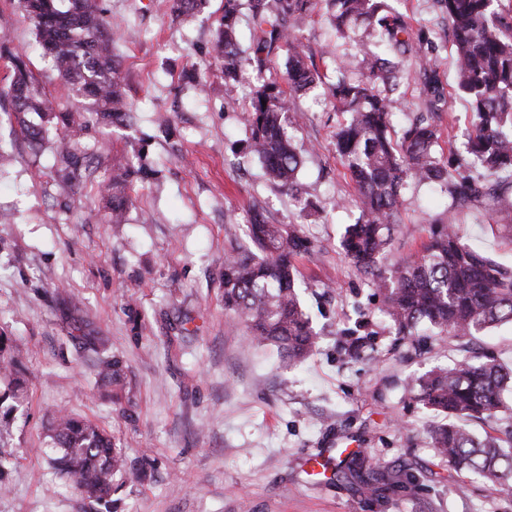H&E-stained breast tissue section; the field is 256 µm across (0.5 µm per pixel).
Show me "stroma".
Instances as JSON below:
<instances>
[{
    "label": "stroma",
    "mask_w": 512,
    "mask_h": 512,
    "mask_svg": "<svg viewBox=\"0 0 512 512\" xmlns=\"http://www.w3.org/2000/svg\"><path fill=\"white\" fill-rule=\"evenodd\" d=\"M120 25V77L135 107L132 128L100 127L83 139L99 161L97 176L145 154L154 170L137 183L123 224L109 223L98 196L52 181V144L32 154L25 142L0 174V331L20 350L27 398L1 439L15 457L0 512H96L73 480L45 452L55 411L87 418L111 434L147 478L113 493V512H512V499L460 478L435 456L429 429L437 420L413 397L410 381L471 351L512 366V326L471 340L399 339L380 309L375 288L345 258L341 237L359 215L353 184L336 154L342 120L326 93L297 98V135L313 152L301 173L306 195L323 214H301L271 188L249 156L244 107L257 86L251 68L236 82L189 73L208 64L207 49L224 14L210 0L194 16L172 20V0H103ZM412 27L442 43L448 27L434 0H401ZM331 4L318 0L297 38L319 68L334 75L328 47L347 53L349 40L329 24ZM26 47L46 91L64 92L17 0H0V35ZM449 89L437 153L462 142L475 117L454 96L449 53L436 61ZM171 114L159 131L157 113ZM447 197L408 183L384 258L418 253L429 227L455 218L464 239L499 265L512 267V233L477 208L449 215ZM275 224H295L313 243L296 260L303 307L319 334L312 353L285 366L277 348L255 342L224 309L220 273L232 244L226 229L254 208ZM81 297L78 319L103 336L119 358L127 387L101 386L93 353L59 320L53 299ZM358 458L404 479V487L363 492L338 473Z\"/></svg>",
    "instance_id": "stroma-1"
}]
</instances>
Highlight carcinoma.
Returning a JSON list of instances; mask_svg holds the SVG:
<instances>
[{
  "label": "carcinoma",
  "mask_w": 512,
  "mask_h": 512,
  "mask_svg": "<svg viewBox=\"0 0 512 512\" xmlns=\"http://www.w3.org/2000/svg\"><path fill=\"white\" fill-rule=\"evenodd\" d=\"M206 2L172 0V11L178 17L194 15ZM330 2L336 35L350 36L355 52L337 64L335 81L327 83L295 36L315 0H247L252 28L247 53L239 43L242 0H224V16L207 54L226 82L236 81L245 63L264 76L275 69L281 44L289 46L282 80L264 78L253 93L246 119L247 149L259 160L269 185L292 195L300 212L318 210L298 194L306 148L297 140L290 113L296 95L326 87L344 116L336 131V150L354 183L359 209L356 222L345 229L342 248L350 263L381 289L395 335L409 338L426 328L435 336L467 338L512 325V269L501 268L466 244L454 224L432 228L417 255L385 271L377 268L409 181L439 188L456 208L485 204L512 232V22L492 10L493 0H436L451 30L456 90L476 117L475 133L462 147H449L444 159L434 150L438 135L429 119L398 131L391 123L398 104L395 92L404 78L402 61L426 41L425 33L415 32L387 0ZM20 3L67 96L91 100L93 117L60 108L58 100L43 91L40 74L30 67L25 52L11 48L6 38L0 40V58L8 60L11 70L0 86V112L36 114L40 125L21 120L11 131L34 147L52 136L58 181L77 191L97 189L112 223L122 224L133 205L134 183L143 179L146 167H119L104 184L94 180L96 155L78 142L92 121L133 125L134 106L112 53V23L99 0ZM361 24L372 29L381 50L368 49L357 36ZM418 108L428 115L448 111V94L428 63L423 66ZM246 236L256 251L237 247L224 258V308L243 320L254 338L276 345L285 362L297 363L317 339L296 287L295 260L309 250V242L295 225L272 224L258 209L251 212ZM80 340L98 354L101 385L123 390L121 361L99 352L100 337ZM15 350L14 342L0 333V375L10 385L9 393H0V436L9 432L11 415L25 400ZM416 384L418 401L445 418L430 432L435 454L457 471L512 495V429L504 439L479 437L461 424L468 418L512 419V403L506 400L512 394V368L482 353L449 368L437 367L418 377ZM48 438L54 469L71 477L105 512H111L116 478L143 477L112 437L89 420L59 413Z\"/></svg>",
  "instance_id": "cac0c4a2"
}]
</instances>
